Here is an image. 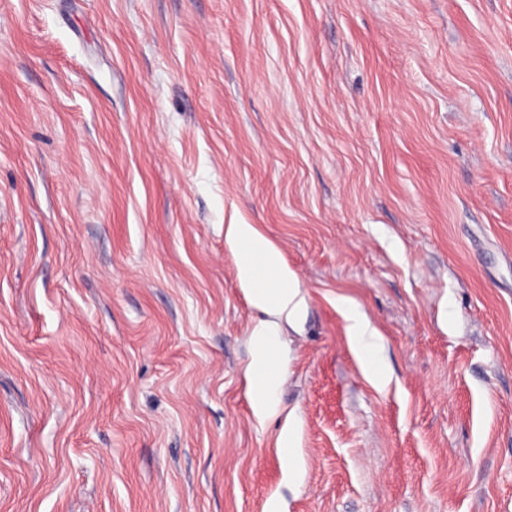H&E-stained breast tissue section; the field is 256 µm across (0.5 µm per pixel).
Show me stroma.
<instances>
[{
	"instance_id": "35a3bbf8",
	"label": "stroma",
	"mask_w": 512,
	"mask_h": 512,
	"mask_svg": "<svg viewBox=\"0 0 512 512\" xmlns=\"http://www.w3.org/2000/svg\"><path fill=\"white\" fill-rule=\"evenodd\" d=\"M231 222L304 303L266 417ZM273 501L512 512V0H0V512ZM341 304L346 309V319L349 322L348 331L350 338L360 352L366 373L375 381L384 383L388 375L374 359L372 351L378 348L380 336L370 322L357 310L353 309L345 301Z\"/></svg>"
}]
</instances>
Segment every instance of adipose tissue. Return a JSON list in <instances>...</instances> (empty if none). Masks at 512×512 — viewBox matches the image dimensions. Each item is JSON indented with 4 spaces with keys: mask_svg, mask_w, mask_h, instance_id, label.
I'll return each instance as SVG.
<instances>
[{
    "mask_svg": "<svg viewBox=\"0 0 512 512\" xmlns=\"http://www.w3.org/2000/svg\"><path fill=\"white\" fill-rule=\"evenodd\" d=\"M224 241L236 257L240 283L265 315L250 338L252 360L247 369L252 407L257 416L263 417L272 412L283 378L281 323L299 320L302 301L295 277L284 264L280 251L255 225H225ZM346 319L366 373L377 382H385L388 375L373 357L380 344L377 330L355 309H347Z\"/></svg>",
    "mask_w": 512,
    "mask_h": 512,
    "instance_id": "ef3b65f1",
    "label": "adipose tissue"
}]
</instances>
